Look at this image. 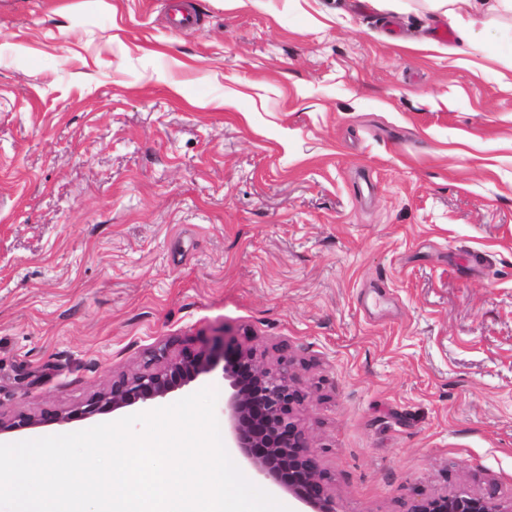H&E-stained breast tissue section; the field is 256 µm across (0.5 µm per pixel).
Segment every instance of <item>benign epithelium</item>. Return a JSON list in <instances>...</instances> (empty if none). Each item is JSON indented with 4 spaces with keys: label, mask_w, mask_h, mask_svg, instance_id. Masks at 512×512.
I'll list each match as a JSON object with an SVG mask.
<instances>
[{
    "label": "benign epithelium",
    "mask_w": 512,
    "mask_h": 512,
    "mask_svg": "<svg viewBox=\"0 0 512 512\" xmlns=\"http://www.w3.org/2000/svg\"><path fill=\"white\" fill-rule=\"evenodd\" d=\"M221 360L230 388L224 416L233 447L258 474L286 489L310 512H335L329 485L320 470L319 451L298 416L306 396L291 373V360L284 358L266 366L247 342L216 337L201 347L187 343L176 353L166 343L151 353L144 368L112 379L107 391L93 395L64 419L115 412L164 398L210 372ZM407 512L512 511L498 501L491 485L480 495L461 490L415 499Z\"/></svg>",
    "instance_id": "obj_1"
}]
</instances>
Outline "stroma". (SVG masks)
Masks as SVG:
<instances>
[{
    "mask_svg": "<svg viewBox=\"0 0 512 512\" xmlns=\"http://www.w3.org/2000/svg\"><path fill=\"white\" fill-rule=\"evenodd\" d=\"M0 0V435L159 344L291 359L336 512L512 503V18ZM498 501L494 485L480 495L461 490L452 495H439L413 500L407 512H511Z\"/></svg>",
    "mask_w": 512,
    "mask_h": 512,
    "instance_id": "35a3bbf8",
    "label": "stroma"
}]
</instances>
